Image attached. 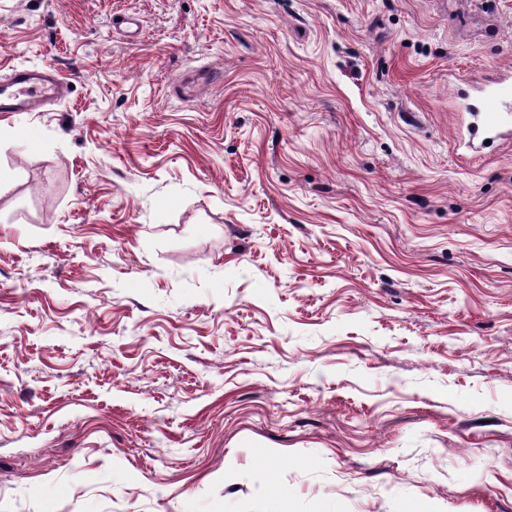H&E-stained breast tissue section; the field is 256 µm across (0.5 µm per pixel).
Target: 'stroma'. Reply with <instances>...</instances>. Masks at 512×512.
Returning <instances> with one entry per match:
<instances>
[{
	"label": "stroma",
	"instance_id": "stroma-1",
	"mask_svg": "<svg viewBox=\"0 0 512 512\" xmlns=\"http://www.w3.org/2000/svg\"><path fill=\"white\" fill-rule=\"evenodd\" d=\"M0 512H512V0H0ZM59 85L48 70L17 69L9 84H0V112L27 110L56 97ZM472 94L474 107L470 112L481 115L483 126L488 131H496L508 123L511 125L512 73L474 86Z\"/></svg>",
	"mask_w": 512,
	"mask_h": 512
}]
</instances>
